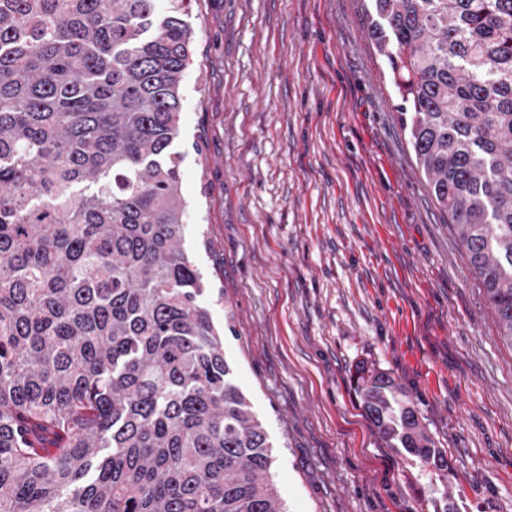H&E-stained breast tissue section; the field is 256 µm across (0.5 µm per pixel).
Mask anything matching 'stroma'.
<instances>
[{
    "instance_id": "obj_1",
    "label": "stroma",
    "mask_w": 512,
    "mask_h": 512,
    "mask_svg": "<svg viewBox=\"0 0 512 512\" xmlns=\"http://www.w3.org/2000/svg\"><path fill=\"white\" fill-rule=\"evenodd\" d=\"M369 5L193 0L185 249L285 512H512V349L397 122ZM361 364L443 467L383 446Z\"/></svg>"
}]
</instances>
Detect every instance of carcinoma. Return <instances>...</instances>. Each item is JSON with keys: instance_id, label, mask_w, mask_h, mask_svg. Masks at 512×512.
<instances>
[{"instance_id": "cac0c4a2", "label": "carcinoma", "mask_w": 512, "mask_h": 512, "mask_svg": "<svg viewBox=\"0 0 512 512\" xmlns=\"http://www.w3.org/2000/svg\"><path fill=\"white\" fill-rule=\"evenodd\" d=\"M193 0H0V512H285L199 298L180 190ZM397 121L512 348V0H370ZM388 448L441 451L358 366Z\"/></svg>"}]
</instances>
